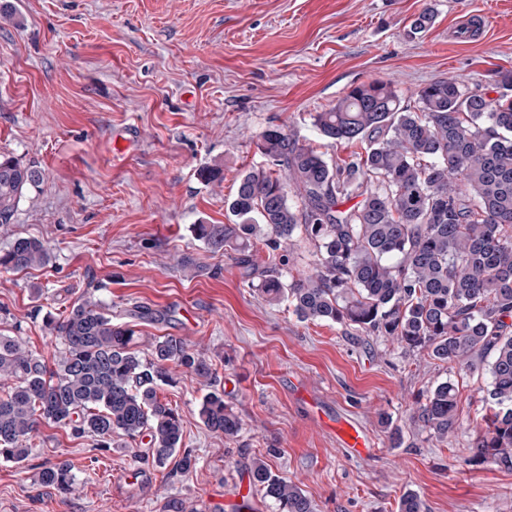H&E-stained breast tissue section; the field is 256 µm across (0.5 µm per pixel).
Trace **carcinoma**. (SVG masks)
<instances>
[{"label": "carcinoma", "mask_w": 512, "mask_h": 512, "mask_svg": "<svg viewBox=\"0 0 512 512\" xmlns=\"http://www.w3.org/2000/svg\"><path fill=\"white\" fill-rule=\"evenodd\" d=\"M329 143L359 147L330 162L283 126L257 136L271 168H252L237 181L229 210L234 224H196L214 249L238 251L242 279L267 301L287 302L302 322H326L384 336L441 363L473 368L490 360L491 412L469 462L512 471V98L488 99L460 81H432L417 108L401 105L390 81L353 87L333 107L312 115ZM35 161L0 157V224L11 223L29 191L43 180ZM358 202L342 209L345 199ZM302 236L315 248L309 274L279 273L288 247ZM275 266L259 269L251 240ZM34 238L15 237L0 250V268L23 271L50 262ZM63 351L48 368L15 337L0 335V458L20 463L43 419L109 448L113 437L148 438L163 465L181 446L178 412L160 397L169 365L209 379L210 364L185 339L159 336L143 358L134 331L90 295L45 320ZM199 418L211 432L236 438L242 422L208 392ZM412 419L444 441L458 424L455 386L441 382L416 401ZM250 487L277 512H315L294 482L257 458ZM42 487L75 491L71 466H45Z\"/></svg>", "instance_id": "obj_1"}]
</instances>
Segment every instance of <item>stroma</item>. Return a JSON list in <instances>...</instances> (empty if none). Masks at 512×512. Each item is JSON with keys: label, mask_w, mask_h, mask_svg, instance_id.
Returning <instances> with one entry per match:
<instances>
[{"label": "stroma", "mask_w": 512, "mask_h": 512, "mask_svg": "<svg viewBox=\"0 0 512 512\" xmlns=\"http://www.w3.org/2000/svg\"><path fill=\"white\" fill-rule=\"evenodd\" d=\"M0 22V155L37 161L44 180L11 223L47 243L51 260L0 270V334L21 337L46 365L44 329L85 292L134 326L139 349L180 336L213 378L172 368L159 393L179 412L187 475L146 444L97 447L42 421L21 463L0 459V512H165L171 499L231 512L253 458L293 481L316 512H397L418 495L427 512H512V472L469 464L485 412L487 366L409 354L380 336L299 321L248 286L231 249L198 240L197 224H231L240 175L266 163L258 135L283 126L327 159L347 156L311 124L356 85L392 81L415 107L425 84L454 77L487 98L512 97V0H4ZM428 29L409 36L424 9ZM218 167L222 180L198 172ZM190 266H182V257ZM152 310L139 318L138 308ZM448 381L459 420L440 441L412 419L415 401ZM223 390L243 429L233 440L199 418ZM369 433L349 454L323 419ZM68 462L76 489L40 486L42 466Z\"/></svg>", "instance_id": "35a3bbf8"}]
</instances>
